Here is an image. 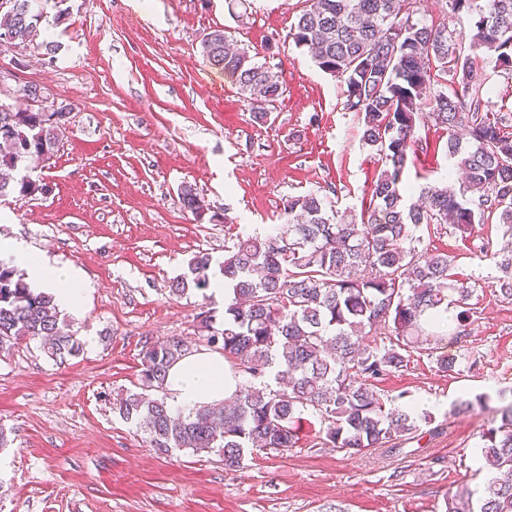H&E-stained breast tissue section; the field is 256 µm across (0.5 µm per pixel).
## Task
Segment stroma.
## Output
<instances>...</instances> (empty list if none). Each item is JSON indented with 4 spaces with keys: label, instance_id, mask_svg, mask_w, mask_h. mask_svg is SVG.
Masks as SVG:
<instances>
[{
    "label": "stroma",
    "instance_id": "1",
    "mask_svg": "<svg viewBox=\"0 0 512 512\" xmlns=\"http://www.w3.org/2000/svg\"><path fill=\"white\" fill-rule=\"evenodd\" d=\"M54 25L46 0L40 51L0 48V91L21 102L24 85L71 105L57 152L40 175L46 194L0 202V238H21L34 255L81 269L91 286L82 311L65 318L84 341L79 356L52 358L39 342L0 359V512H445L449 494L481 491L477 433L512 388V302L495 292L498 271L482 243L507 244L499 224L465 237L422 231V246L453 257L457 280L474 285L467 345L478 360L462 374L438 370L412 350L407 368L381 382L388 406L432 413L399 451L347 455L314 439L302 422L295 448L246 454L228 469L217 451H159L112 411L138 385L146 343L183 338L206 349L200 313L224 319L211 290L176 297L170 281L200 250L223 259L238 239L275 231L284 198L316 192L338 210L368 207L379 172L344 108V83L322 72L288 32L306 0H68ZM224 30L257 50L282 95L270 119L253 120L238 85L200 53L203 34ZM423 144L403 181L421 189L456 185L448 133L420 119ZM196 189L206 212L180 204ZM227 214L228 223L210 222ZM487 407L452 414L461 397Z\"/></svg>",
    "mask_w": 512,
    "mask_h": 512
}]
</instances>
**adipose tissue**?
Wrapping results in <instances>:
<instances>
[{
    "mask_svg": "<svg viewBox=\"0 0 512 512\" xmlns=\"http://www.w3.org/2000/svg\"><path fill=\"white\" fill-rule=\"evenodd\" d=\"M0 260L23 269L34 291H52L59 309L74 313L83 306L87 287L79 271L34 257L23 243L13 239H0ZM237 384L223 356L201 351L188 354L171 366L166 389L175 408L190 409L223 401Z\"/></svg>",
    "mask_w": 512,
    "mask_h": 512,
    "instance_id": "ef3b65f1",
    "label": "adipose tissue"
}]
</instances>
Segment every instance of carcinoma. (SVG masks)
Wrapping results in <instances>:
<instances>
[{"label":"carcinoma","mask_w":512,"mask_h":512,"mask_svg":"<svg viewBox=\"0 0 512 512\" xmlns=\"http://www.w3.org/2000/svg\"><path fill=\"white\" fill-rule=\"evenodd\" d=\"M420 0H309L291 26L296 46L325 73L343 79L344 108L361 116L363 141L381 167L367 209L356 215L327 209L317 193L289 196L281 224L225 250L224 324L199 321L206 341L246 377L234 399L218 408L173 410L165 388L169 368L186 355L172 338L146 346L138 390L114 412L150 437L154 447L214 448L235 468L248 451L296 447L303 414L318 417L321 444L349 455L397 450L430 412L388 408L375 383L406 368L410 351L428 348L438 369L453 373L468 357L437 353L440 331L453 322V343L464 347L469 301L476 288L455 284L454 260L419 249L417 230L450 224L470 235L492 220L512 232V107L484 89L480 64L512 81V0H445L448 17L475 18L468 33L419 17ZM41 0H0V47L31 46L54 55L53 41L35 43ZM203 56L236 81L249 101L282 95L279 77L257 55L226 46L224 30L201 40ZM448 131L449 158L462 171L459 188L431 185L418 198L402 176L422 147L416 135L422 109ZM54 106L33 111L0 100V199L33 196L46 184L14 172L27 160L54 156L60 134ZM184 210L204 212L191 186L180 190ZM501 276L497 293L512 302V251L492 252ZM213 257L199 251L170 283L182 296L209 288ZM381 328V339L369 333ZM24 340L42 341L64 359L83 351L51 294L36 293L15 267L0 262V357ZM480 459L503 473L476 497L459 491L446 512H512V404L479 435Z\"/></svg>","instance_id":"1"}]
</instances>
